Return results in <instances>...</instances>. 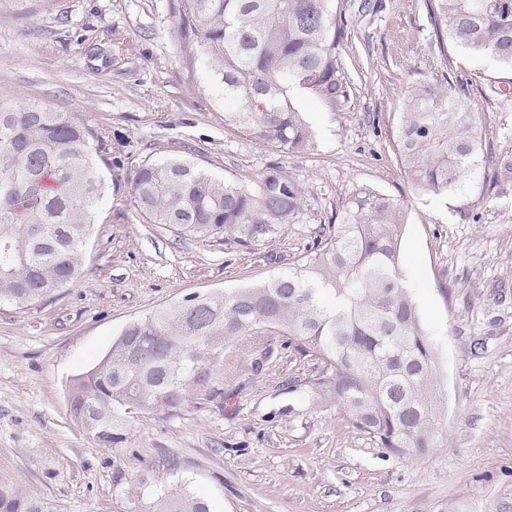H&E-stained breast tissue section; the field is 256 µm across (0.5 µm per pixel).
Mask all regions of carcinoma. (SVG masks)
<instances>
[{"instance_id": "cac0c4a2", "label": "carcinoma", "mask_w": 512, "mask_h": 512, "mask_svg": "<svg viewBox=\"0 0 512 512\" xmlns=\"http://www.w3.org/2000/svg\"><path fill=\"white\" fill-rule=\"evenodd\" d=\"M430 22L472 55L512 66V0H426ZM189 62L200 61L224 99V124L285 154L309 151L312 131L289 102L302 88L346 95V0H177ZM109 136L89 113L0 100V302L25 305L79 283L81 255L106 193L97 159ZM481 134L465 90L420 80L400 113L397 155L413 186L463 190L479 167ZM137 214L179 238L263 246L301 208L303 186L277 166L260 180L218 179L180 159L129 173ZM407 205L353 191L338 224L320 231L288 272L245 288L197 293L129 321L111 349L75 377L71 417L104 448L142 416L172 417L221 395L224 351L246 336L316 360L293 382L314 403L333 401L377 447L407 458L435 447L444 416L438 357L400 265ZM138 479L132 512H210L174 457ZM0 512H45L0 473Z\"/></svg>"}]
</instances>
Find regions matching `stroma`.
<instances>
[{
	"label": "stroma",
	"mask_w": 512,
	"mask_h": 512,
	"mask_svg": "<svg viewBox=\"0 0 512 512\" xmlns=\"http://www.w3.org/2000/svg\"><path fill=\"white\" fill-rule=\"evenodd\" d=\"M352 18L346 95L289 93L314 140L284 156L225 125L201 64L185 62L175 0H0V99L92 113L109 135V189L83 278L33 303H0V472L46 512H130L145 466L177 456L211 512H512V68L456 45L440 53L424 0H377ZM464 86L485 167L464 193L416 191L396 156L406 90L426 77ZM177 158L224 178L285 165L305 195L288 229L249 249L175 240L131 205L128 170ZM359 187L404 200L402 269L435 335L444 398L435 448L400 458L334 404L289 392L314 363L229 349L222 397L143 417L102 448L71 417L67 388L133 318L185 296L242 288L286 270Z\"/></svg>",
	"instance_id": "1"
}]
</instances>
